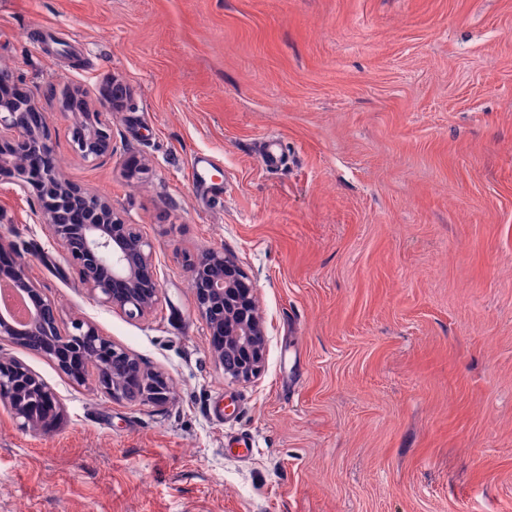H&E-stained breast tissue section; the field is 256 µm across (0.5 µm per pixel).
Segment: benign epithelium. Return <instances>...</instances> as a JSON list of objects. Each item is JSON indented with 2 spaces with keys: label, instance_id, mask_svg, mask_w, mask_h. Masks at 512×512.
<instances>
[{
  "label": "benign epithelium",
  "instance_id": "1",
  "mask_svg": "<svg viewBox=\"0 0 512 512\" xmlns=\"http://www.w3.org/2000/svg\"><path fill=\"white\" fill-rule=\"evenodd\" d=\"M72 147L83 160L112 156V128L107 113L92 123L73 122ZM47 117L22 90L0 96V167L13 171L14 184L34 205L46 226L75 267L92 300L130 319L151 311L160 283L154 247L138 225L126 222L107 198L62 178L38 160H49ZM191 288L198 315L210 336L211 354L219 364L230 357L224 372L238 380L259 375L266 357V330L256 310L255 288L243 268L221 250H203L190 260ZM10 278L31 301L28 322L19 327L0 314V340L32 350L52 361L75 380L96 371L99 387L113 400L160 405L170 398V381L147 368L139 358L112 343L96 324L75 318L62 321L55 302L13 258L0 265V279ZM0 403L25 430L48 433L61 420L63 409L54 389L24 364L0 358Z\"/></svg>",
  "mask_w": 512,
  "mask_h": 512
}]
</instances>
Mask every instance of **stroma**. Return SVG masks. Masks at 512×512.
<instances>
[{
    "mask_svg": "<svg viewBox=\"0 0 512 512\" xmlns=\"http://www.w3.org/2000/svg\"><path fill=\"white\" fill-rule=\"evenodd\" d=\"M0 67L62 177L153 243L159 301L90 299L2 172L0 235L63 319L173 384L115 401L0 340L63 405L49 434L0 405V512H512V0H0ZM71 94L111 158L74 153ZM204 249L256 289L251 381L195 311Z\"/></svg>",
    "mask_w": 512,
    "mask_h": 512,
    "instance_id": "35a3bbf8",
    "label": "stroma"
}]
</instances>
